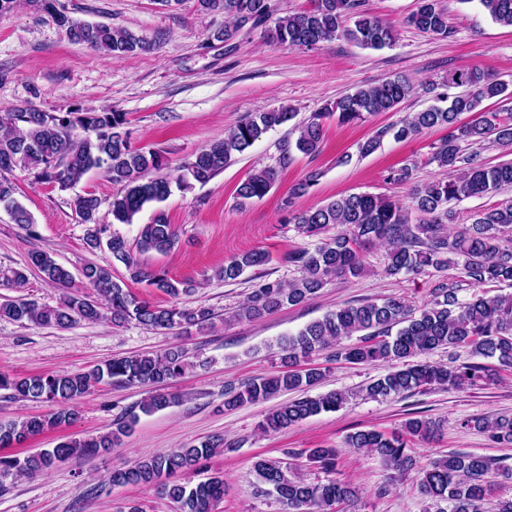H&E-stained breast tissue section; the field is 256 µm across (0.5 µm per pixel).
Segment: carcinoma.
<instances>
[{"label": "carcinoma", "instance_id": "carcinoma-1", "mask_svg": "<svg viewBox=\"0 0 512 512\" xmlns=\"http://www.w3.org/2000/svg\"><path fill=\"white\" fill-rule=\"evenodd\" d=\"M48 13L64 29L69 39L91 50L114 58L143 50L146 42L123 27L93 24L72 17L61 0H28ZM491 19L512 26V0H478ZM206 10H222L228 24L217 39L232 41L247 25L255 26L269 19L268 0H199ZM363 0H314L311 9L276 19L271 35L281 44L313 49L343 36L372 49L390 47L396 42L394 27L362 9ZM354 16V27H343L344 18ZM406 22L417 30L442 38L454 35L448 13L439 0H417L416 9ZM448 92L437 95L442 105L411 112L398 123L378 129L359 145L362 156L375 152L390 134L405 140L427 129L442 127L446 135L430 158L448 176L421 184L412 183V167L389 173L388 180L412 184L410 205L383 195L352 193L324 205L290 211L288 222L298 233L317 238L312 248L288 253L287 262L301 270V277L284 283L264 281L257 285L240 316L260 319L285 304L297 306L314 298L333 277H358L367 271L362 251L373 243L387 245L385 272L402 271L419 274L428 268L443 270L453 258H464L463 270L471 285L481 287L508 281L512 283V201L474 215L472 223L454 231L455 211L452 203L471 197L497 194L512 188V161L489 166L477 153L463 154L462 145L479 144L489 137L503 147L512 146V124L495 112L481 108L486 100L502 96L507 87L478 68L448 73ZM415 91L405 76H396L378 84L358 88L342 96L294 127L293 141L286 139L280 147L279 167L291 161L292 150L306 155L319 152L324 123L334 119L340 124L365 121L379 112H395ZM477 113L475 120L464 122L461 115ZM295 117L288 108L255 112L239 121L224 139L200 149L194 158L178 167V174L166 172L167 164L154 150L135 146L124 112H98L94 109L49 113L33 103L0 110V171L15 168L35 172L43 183L69 188L80 183L93 170H99L113 183L123 186L124 194L112 203V222L133 224L144 209L154 207L148 223L139 227L136 248L141 253L167 252L177 237L165 212L156 207L172 192V187L187 190L194 184L204 185L224 170L237 154L243 153L266 130ZM274 167L256 170L237 188L239 204L265 196L276 182ZM320 173L312 171L293 185L288 205L308 194ZM17 185L0 177V205L13 223L31 238L38 236L37 224L30 212L17 200ZM75 211L86 225V243L91 249L106 246L112 257L124 263L134 280L169 295L192 290L168 278L161 270L142 267L131 253L127 241L108 232L100 222V200L93 194L75 199ZM32 265L50 281L66 289L55 306L32 300L0 303V317L20 324L68 328L81 321L95 323L106 317L121 325L131 319L147 328H204L212 323L210 308H162L135 295L112 279V268L89 262L82 277L98 298L72 290L73 276L56 262L50 252L35 251ZM268 262L265 252L241 253L216 271L217 279L230 282L245 270ZM397 332H392V329ZM358 336V343L336 353L352 363L398 361L387 374L363 388L369 398L397 396L429 385L462 388L477 386L491 379L492 369L482 363L432 365L414 363L412 359L442 347H468L472 355L496 359L499 366L512 368V294L475 295L466 302L458 300L456 289L441 286L434 298L420 312L404 300L392 298L382 303L372 301L346 303L314 320L295 334L279 341L281 361L287 370L253 378L237 387L224 390V408L235 409L246 403L266 402L285 392H305L317 386L325 372L319 368L298 370V361L323 351L343 337ZM191 362L181 347L156 355H132L113 358L86 372L40 374L12 377L0 373V391L40 402L56 409L48 415L21 422L0 423V449L21 444L46 430L70 424L77 419L80 400L102 383L155 385L182 375ZM348 400L343 391H330L315 397L302 396L279 404L269 411L262 423L265 432H277L322 412H335ZM175 397L156 393L139 405L144 413L164 409ZM131 410L114 423L108 432L82 439H69L53 448L42 449L23 458L0 454V478H32L51 470L71 457L92 458L119 445L122 437L137 421ZM465 426L487 434L496 443H512V417H472ZM435 424L423 418H410L404 434H386L378 430H361L347 436L346 444L355 450H369L386 466L404 474L414 469L405 437L429 439ZM229 444L220 436L198 445L177 448L135 461L113 471L112 485H142L178 504L179 512H214L224 497V476L214 473L195 485L183 483L179 476L199 469ZM307 460L321 469L336 465V449L307 448ZM493 461L484 456L451 452L435 458L418 475L419 492L426 498L448 503V512H483L489 492L486 475ZM257 480L265 492L276 496L285 512H331L337 503H351L358 490L349 482H309L277 461L259 460L254 465Z\"/></svg>", "mask_w": 512, "mask_h": 512}]
</instances>
